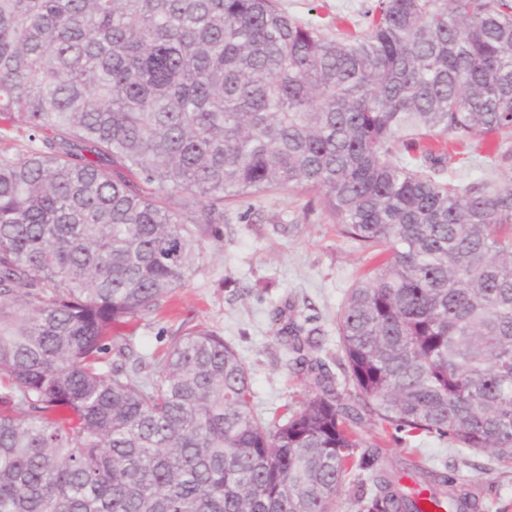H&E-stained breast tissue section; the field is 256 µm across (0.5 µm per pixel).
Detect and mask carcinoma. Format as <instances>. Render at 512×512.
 I'll return each instance as SVG.
<instances>
[{
    "label": "carcinoma",
    "mask_w": 512,
    "mask_h": 512,
    "mask_svg": "<svg viewBox=\"0 0 512 512\" xmlns=\"http://www.w3.org/2000/svg\"><path fill=\"white\" fill-rule=\"evenodd\" d=\"M0 512L477 509L360 432L512 460V180L435 179L496 139L512 160V0H377L331 36L276 0H0ZM313 191L382 257L337 313L339 390L284 310L300 406L253 411L224 337L160 359L120 331L200 271L224 201ZM181 205L176 210L172 203ZM372 488L370 471L357 470L348 474L336 498L335 512H359L362 491L369 493Z\"/></svg>",
    "instance_id": "1"
}]
</instances>
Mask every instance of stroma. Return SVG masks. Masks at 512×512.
<instances>
[{
  "label": "stroma",
  "instance_id": "35a3bbf8",
  "mask_svg": "<svg viewBox=\"0 0 512 512\" xmlns=\"http://www.w3.org/2000/svg\"><path fill=\"white\" fill-rule=\"evenodd\" d=\"M376 0H277L299 22L335 32L361 22ZM437 179L460 185H501L512 167L480 165L469 152L454 157ZM220 242L205 241L199 273L163 306L140 322L131 339L145 357L161 352L177 332L199 328L223 336L245 362L253 408L267 416L284 405L299 406L308 386L290 377L275 335L274 313L287 307L294 321L317 328L326 369L339 374L336 316L353 283L371 266L367 252L339 235L317 195L291 191L251 196L224 204ZM387 465L425 460L457 483L469 484L479 512H512V467L490 452L462 450L433 434L411 438L388 431L378 439Z\"/></svg>",
  "mask_w": 512,
  "mask_h": 512
}]
</instances>
